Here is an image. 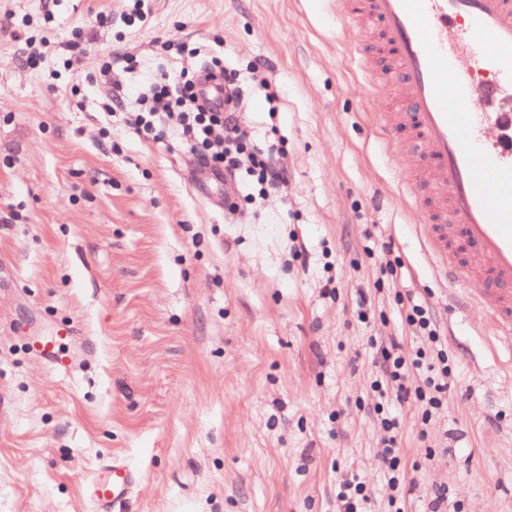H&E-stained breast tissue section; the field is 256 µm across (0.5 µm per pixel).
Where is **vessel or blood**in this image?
I'll list each match as a JSON object with an SVG mask.
<instances>
[{"label":"vessel or blood","mask_w":512,"mask_h":512,"mask_svg":"<svg viewBox=\"0 0 512 512\" xmlns=\"http://www.w3.org/2000/svg\"><path fill=\"white\" fill-rule=\"evenodd\" d=\"M351 28L375 32L355 58L367 81L393 86L398 105L380 115L391 151L417 159L399 190L446 281L481 280L459 310L480 309L489 331L512 347V115L485 112L512 88V0H336ZM495 79L474 90L473 63ZM47 365L69 373L62 337L43 341ZM138 481L124 460L103 464L83 487L93 512H115Z\"/></svg>","instance_id":"vessel-or-blood-1"}]
</instances>
